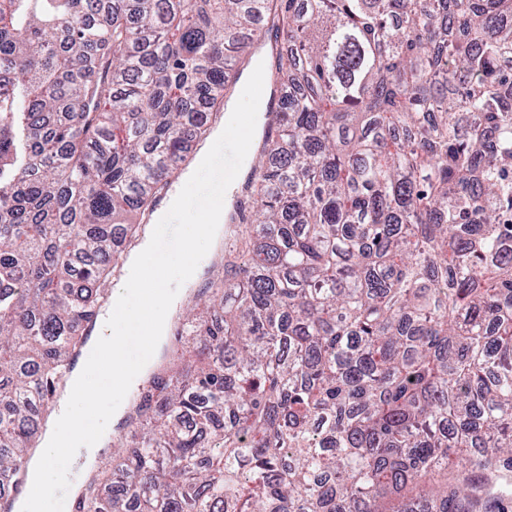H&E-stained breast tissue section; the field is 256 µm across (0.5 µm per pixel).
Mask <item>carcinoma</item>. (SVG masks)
I'll return each mask as SVG.
<instances>
[{
    "instance_id": "carcinoma-1",
    "label": "carcinoma",
    "mask_w": 512,
    "mask_h": 512,
    "mask_svg": "<svg viewBox=\"0 0 512 512\" xmlns=\"http://www.w3.org/2000/svg\"><path fill=\"white\" fill-rule=\"evenodd\" d=\"M262 28L248 254L80 512H512V0H0V500Z\"/></svg>"
}]
</instances>
